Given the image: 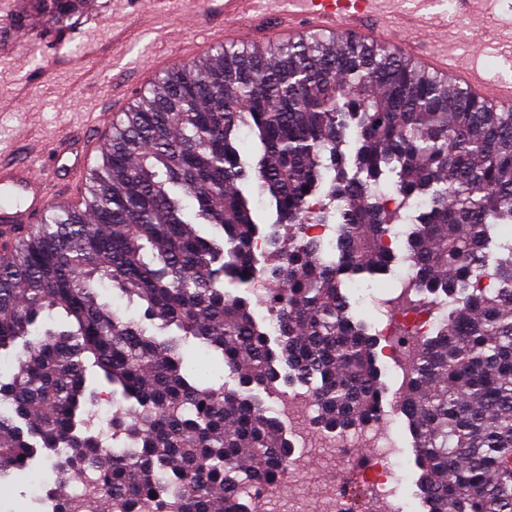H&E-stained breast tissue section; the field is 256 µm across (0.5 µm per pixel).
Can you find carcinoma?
I'll list each match as a JSON object with an SVG mask.
<instances>
[{
    "label": "carcinoma",
    "mask_w": 512,
    "mask_h": 512,
    "mask_svg": "<svg viewBox=\"0 0 512 512\" xmlns=\"http://www.w3.org/2000/svg\"><path fill=\"white\" fill-rule=\"evenodd\" d=\"M505 225L512 108L390 46L307 34L167 72L112 123L83 205L53 204L0 243V487L45 450L51 512H247L228 463L275 488L291 452L261 394L310 385L329 430L382 419L378 336L346 289L407 263L413 283H389L382 306L443 315L401 400L418 486L429 512H512ZM192 342L233 385L202 380Z\"/></svg>",
    "instance_id": "carcinoma-1"
}]
</instances>
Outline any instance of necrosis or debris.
I'll use <instances>...</instances> for the list:
<instances>
[{"label": "necrosis or debris", "mask_w": 512, "mask_h": 512, "mask_svg": "<svg viewBox=\"0 0 512 512\" xmlns=\"http://www.w3.org/2000/svg\"><path fill=\"white\" fill-rule=\"evenodd\" d=\"M436 320L420 311H394L378 324L381 357L390 370V388L401 396L413 371L419 338L428 336ZM272 412L286 431L292 451L286 462L287 489H271L264 482H250L243 494L248 512H427L424 496L415 491V473L403 459V450L390 429L404 412L392 405L375 426L325 431L313 425V396L303 385L272 390L266 396ZM327 451L326 463L337 473H354V489L330 480L323 482L317 504L299 491L307 473V461L316 449ZM370 448L371 463L354 470L356 449Z\"/></svg>", "instance_id": "necrosis-or-debris-1"}]
</instances>
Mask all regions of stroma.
I'll return each instance as SVG.
<instances>
[{
  "mask_svg": "<svg viewBox=\"0 0 512 512\" xmlns=\"http://www.w3.org/2000/svg\"><path fill=\"white\" fill-rule=\"evenodd\" d=\"M201 0H161L155 8H134L131 0H87L78 24L67 31L58 50L48 39L31 4L27 38L0 50V157L45 162L66 136H95L91 123L99 112L122 113L156 78L155 64H181L222 46L221 38L186 30L182 17L199 12ZM390 20L421 9L440 16L438 30L426 33L424 48L448 53L457 64L481 70L491 81H512V0H479L478 12L496 39L474 49L479 31L469 16L448 0H384ZM126 30L122 40L112 33Z\"/></svg>",
  "mask_w": 512,
  "mask_h": 512,
  "instance_id": "stroma-1",
  "label": "stroma"
}]
</instances>
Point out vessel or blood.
I'll return each instance as SVG.
<instances>
[{
    "mask_svg": "<svg viewBox=\"0 0 512 512\" xmlns=\"http://www.w3.org/2000/svg\"><path fill=\"white\" fill-rule=\"evenodd\" d=\"M205 9L193 19L195 27L219 34L228 42L242 41L244 35H269L281 41H294L307 33L336 30L382 43H392L388 28L369 30L368 20L379 9L381 0H204ZM20 13L18 0H0V41L11 42ZM410 39L394 42L403 52H411L413 35L421 25L405 19ZM424 66L449 83L492 105L512 102V83L493 85L462 69L447 54L433 53L423 59ZM91 163L88 149L76 141L60 144L51 164L0 159V227L10 229L38 220L51 200L69 203L58 195L57 187L68 174L81 175Z\"/></svg>",
    "mask_w": 512,
    "mask_h": 512,
    "instance_id": "b4317fda",
    "label": "vessel or blood"
}]
</instances>
